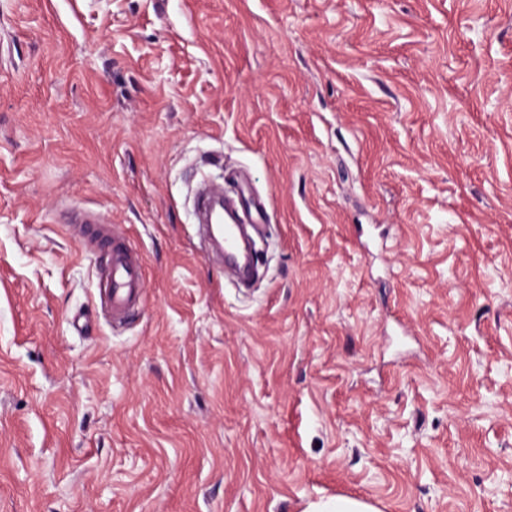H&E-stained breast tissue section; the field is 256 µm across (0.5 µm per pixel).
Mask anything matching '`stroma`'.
<instances>
[{
	"instance_id": "35a3bbf8",
	"label": "stroma",
	"mask_w": 512,
	"mask_h": 512,
	"mask_svg": "<svg viewBox=\"0 0 512 512\" xmlns=\"http://www.w3.org/2000/svg\"><path fill=\"white\" fill-rule=\"evenodd\" d=\"M72 205L144 256L126 324ZM336 496L512 512V0H0V512ZM224 197V266H230L241 278L249 277L250 263L246 260L244 241L237 220V202L229 196L227 188H221Z\"/></svg>"
}]
</instances>
